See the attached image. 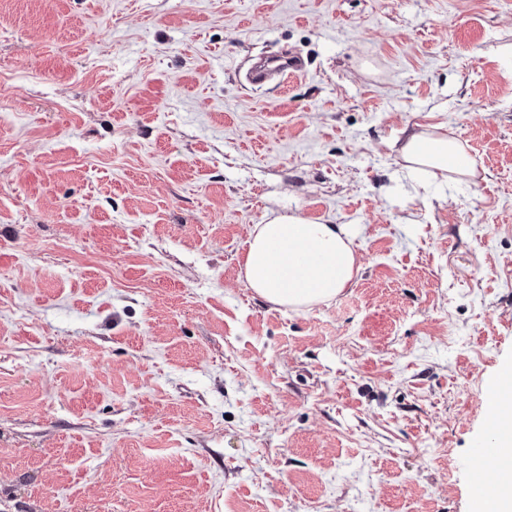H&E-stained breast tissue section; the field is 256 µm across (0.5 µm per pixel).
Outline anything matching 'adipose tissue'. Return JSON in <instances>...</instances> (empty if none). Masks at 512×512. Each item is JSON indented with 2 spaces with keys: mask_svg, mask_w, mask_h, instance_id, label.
Masks as SVG:
<instances>
[{
  "mask_svg": "<svg viewBox=\"0 0 512 512\" xmlns=\"http://www.w3.org/2000/svg\"><path fill=\"white\" fill-rule=\"evenodd\" d=\"M400 153L404 177L427 173L432 179L473 176L460 141L439 127L409 134ZM353 234L343 224L311 219L299 212L273 211L253 225L243 262L248 288L272 304L299 312L335 299L359 267ZM492 489L474 503V512H512V453L493 468Z\"/></svg>",
  "mask_w": 512,
  "mask_h": 512,
  "instance_id": "ef3b65f1",
  "label": "adipose tissue"
}]
</instances>
